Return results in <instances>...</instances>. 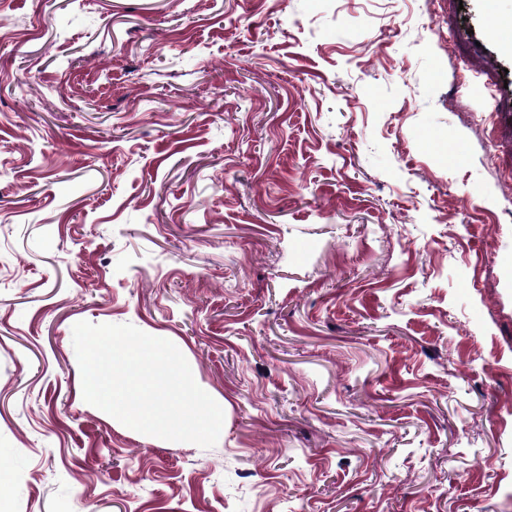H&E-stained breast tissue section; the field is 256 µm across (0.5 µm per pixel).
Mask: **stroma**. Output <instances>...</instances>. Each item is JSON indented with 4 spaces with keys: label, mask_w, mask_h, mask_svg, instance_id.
Wrapping results in <instances>:
<instances>
[{
    "label": "stroma",
    "mask_w": 512,
    "mask_h": 512,
    "mask_svg": "<svg viewBox=\"0 0 512 512\" xmlns=\"http://www.w3.org/2000/svg\"><path fill=\"white\" fill-rule=\"evenodd\" d=\"M512 0H0L9 512H512ZM178 343L210 448L81 402Z\"/></svg>",
    "instance_id": "1"
}]
</instances>
